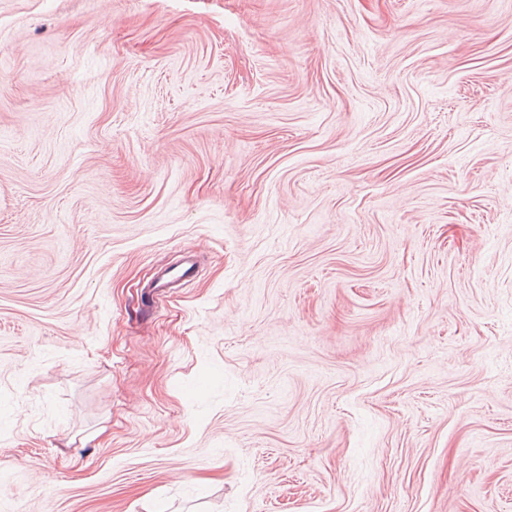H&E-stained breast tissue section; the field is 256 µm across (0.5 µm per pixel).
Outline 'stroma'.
Returning <instances> with one entry per match:
<instances>
[{"mask_svg": "<svg viewBox=\"0 0 512 512\" xmlns=\"http://www.w3.org/2000/svg\"><path fill=\"white\" fill-rule=\"evenodd\" d=\"M0 512H512V0H0ZM186 263L191 266H185L176 273L162 274L155 280L151 288L158 301H164L168 298L173 293L174 288H177V283L180 280H185V276L192 270V256L186 257Z\"/></svg>", "mask_w": 512, "mask_h": 512, "instance_id": "35a3bbf8", "label": "stroma"}]
</instances>
